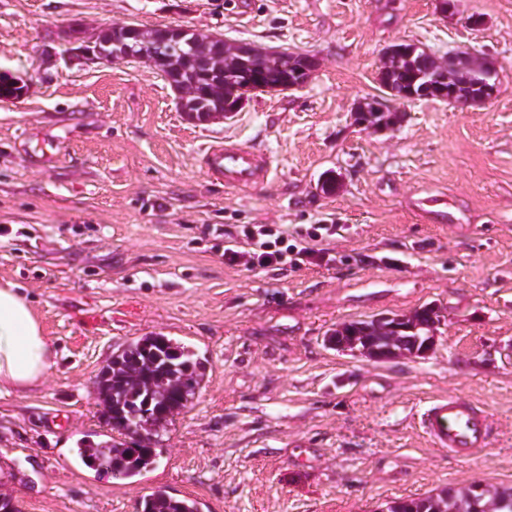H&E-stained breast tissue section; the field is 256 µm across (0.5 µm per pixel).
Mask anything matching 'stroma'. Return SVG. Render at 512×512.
<instances>
[{
    "mask_svg": "<svg viewBox=\"0 0 512 512\" xmlns=\"http://www.w3.org/2000/svg\"><path fill=\"white\" fill-rule=\"evenodd\" d=\"M0 0V282L27 293L56 356L0 395V495L21 512H137L156 490L200 512H376L474 482L512 484V0ZM482 18L471 27V18ZM115 24L188 25L230 43L313 56L302 87L246 94L230 118L187 120L148 64L91 63L78 37ZM477 50L503 67L495 96L400 104L401 125H358L383 52ZM268 153L269 180L236 190L200 165L208 143ZM339 189L322 192L324 172ZM448 198L439 223L413 207ZM244 224H332L322 259L285 270L224 262ZM437 305L433 351L374 362L328 330ZM161 333L205 364L153 467L85 466L107 440L95 382L123 345ZM454 395L493 421L462 460L418 428Z\"/></svg>",
    "mask_w": 512,
    "mask_h": 512,
    "instance_id": "stroma-1",
    "label": "stroma"
}]
</instances>
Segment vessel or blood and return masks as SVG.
<instances>
[{"mask_svg": "<svg viewBox=\"0 0 512 512\" xmlns=\"http://www.w3.org/2000/svg\"><path fill=\"white\" fill-rule=\"evenodd\" d=\"M202 161L211 177L233 188L258 187L269 174L265 154L229 141L210 144ZM418 424L432 445L460 458L472 457L492 442L488 412L458 397L429 401L420 411Z\"/></svg>", "mask_w": 512, "mask_h": 512, "instance_id": "vessel-or-blood-1", "label": "vessel or blood"}]
</instances>
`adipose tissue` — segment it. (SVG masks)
<instances>
[{
	"label": "adipose tissue",
	"mask_w": 512,
	"mask_h": 512,
	"mask_svg": "<svg viewBox=\"0 0 512 512\" xmlns=\"http://www.w3.org/2000/svg\"><path fill=\"white\" fill-rule=\"evenodd\" d=\"M53 363V346L30 302L12 283L0 285V393L24 390Z\"/></svg>",
	"instance_id": "1"
}]
</instances>
